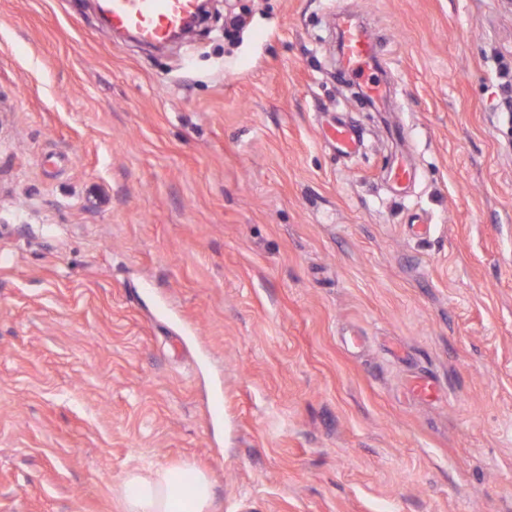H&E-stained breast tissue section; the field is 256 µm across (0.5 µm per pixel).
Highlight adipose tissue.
<instances>
[{"instance_id": "obj_1", "label": "adipose tissue", "mask_w": 512, "mask_h": 512, "mask_svg": "<svg viewBox=\"0 0 512 512\" xmlns=\"http://www.w3.org/2000/svg\"><path fill=\"white\" fill-rule=\"evenodd\" d=\"M123 512H214L205 472L186 466H151L127 472L120 485Z\"/></svg>"}]
</instances>
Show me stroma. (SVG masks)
I'll use <instances>...</instances> for the list:
<instances>
[{
    "label": "stroma",
    "instance_id": "obj_1",
    "mask_svg": "<svg viewBox=\"0 0 512 512\" xmlns=\"http://www.w3.org/2000/svg\"><path fill=\"white\" fill-rule=\"evenodd\" d=\"M99 5L0 0V512H122L145 462L215 512H512V0H213L158 48ZM336 27L343 34L339 70L355 81L369 108L378 112L385 106L391 86L386 71L381 72L375 37L357 18L336 12ZM325 138L332 143L336 153L350 155L356 151L358 137L356 132L347 124L336 121L329 125Z\"/></svg>",
    "mask_w": 512,
    "mask_h": 512
}]
</instances>
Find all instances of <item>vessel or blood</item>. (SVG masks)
Masks as SVG:
<instances>
[{"label": "vessel or blood", "instance_id": "1", "mask_svg": "<svg viewBox=\"0 0 512 512\" xmlns=\"http://www.w3.org/2000/svg\"><path fill=\"white\" fill-rule=\"evenodd\" d=\"M108 26L111 30L135 32L144 42H164L171 32L181 28L192 16L196 0H104ZM336 25L343 35V49L338 67L355 81L363 98L374 111L385 106L391 86L388 74L382 73L375 37L357 18L340 14ZM325 137L338 154L356 151L358 137L347 124L334 122Z\"/></svg>", "mask_w": 512, "mask_h": 512}]
</instances>
